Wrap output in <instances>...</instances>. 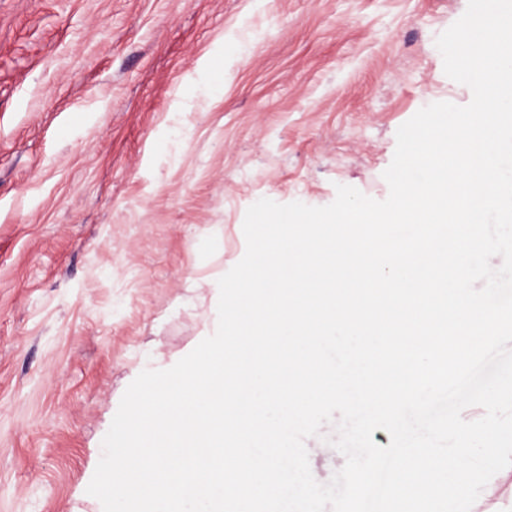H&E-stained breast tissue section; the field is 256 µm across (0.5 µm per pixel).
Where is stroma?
<instances>
[{
	"label": "stroma",
	"mask_w": 512,
	"mask_h": 512,
	"mask_svg": "<svg viewBox=\"0 0 512 512\" xmlns=\"http://www.w3.org/2000/svg\"><path fill=\"white\" fill-rule=\"evenodd\" d=\"M466 7L0 0V512H96L125 390L212 334L252 204L388 196L398 128L472 99L435 45Z\"/></svg>",
	"instance_id": "obj_1"
}]
</instances>
